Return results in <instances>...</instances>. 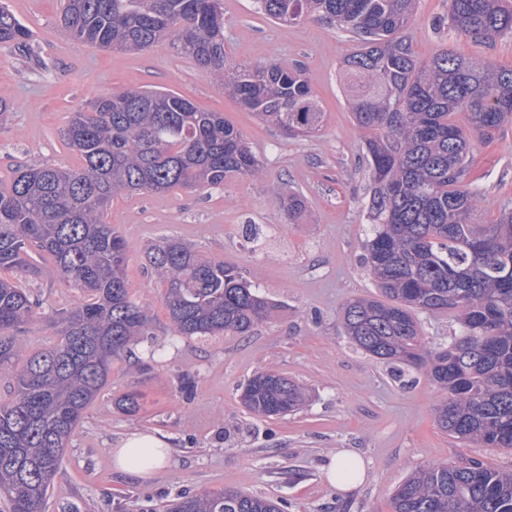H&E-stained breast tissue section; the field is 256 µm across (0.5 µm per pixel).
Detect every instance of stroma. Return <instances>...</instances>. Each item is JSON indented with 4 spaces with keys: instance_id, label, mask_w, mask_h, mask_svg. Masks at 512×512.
<instances>
[{
    "instance_id": "35a3bbf8",
    "label": "stroma",
    "mask_w": 512,
    "mask_h": 512,
    "mask_svg": "<svg viewBox=\"0 0 512 512\" xmlns=\"http://www.w3.org/2000/svg\"><path fill=\"white\" fill-rule=\"evenodd\" d=\"M31 32L32 53L0 44V183L20 165L77 167L81 159L62 136L72 112L102 94L142 87L169 91L223 113L262 164L259 176L223 187L117 195L106 219L127 242L132 299L152 319L151 334L133 355L116 361L105 388L74 432L46 512H169L179 495L231 488L288 503V512H391L390 497L411 471L466 454L512 470V451L456 443L438 428L437 391L421 370L395 372L355 349L340 316L351 299L376 295L363 264L370 234L368 166L363 134L354 124L339 79V62L354 51L352 34L317 21L270 20L258 0H223L224 50L240 65L268 61L300 65L325 113L309 136H291L244 110L194 62L159 43L141 53L102 51L60 26L58 0H0ZM447 0H419L411 29L423 59L448 49L512 69V36L472 42L438 20ZM470 179L481 213L492 219L512 207V125L477 144ZM304 196L302 221L289 223L283 193ZM176 237L200 254L223 259L278 305L277 314L246 336L190 339L172 333L163 287L146 267V247ZM29 281L43 305L17 337L24 354L55 343L60 313L80 303L48 256ZM273 370L303 385L301 408L258 418L241 405L242 386ZM194 381L183 393V377ZM137 392L129 416L114 401ZM136 430L158 432L171 447L169 467L150 479L116 471L111 448ZM349 450L366 476L347 492L331 487L324 470Z\"/></svg>"
}]
</instances>
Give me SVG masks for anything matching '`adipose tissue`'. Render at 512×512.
Wrapping results in <instances>:
<instances>
[{
  "mask_svg": "<svg viewBox=\"0 0 512 512\" xmlns=\"http://www.w3.org/2000/svg\"><path fill=\"white\" fill-rule=\"evenodd\" d=\"M112 462L121 472L146 479L170 460L168 443L151 431H134L120 438L111 450Z\"/></svg>",
  "mask_w": 512,
  "mask_h": 512,
  "instance_id": "obj_1",
  "label": "adipose tissue"
}]
</instances>
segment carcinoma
<instances>
[{
    "label": "carcinoma",
    "mask_w": 512,
    "mask_h": 512,
    "mask_svg": "<svg viewBox=\"0 0 512 512\" xmlns=\"http://www.w3.org/2000/svg\"><path fill=\"white\" fill-rule=\"evenodd\" d=\"M418 0H260L270 18L320 20L354 34L340 62L344 93L372 179L364 264L379 297L349 301L342 324L357 349L395 368L425 371L441 393L438 428L464 444L512 451V208L480 219L469 174L474 138L512 122V69L444 51L421 59L409 31ZM222 0H62L61 26L106 51H145L167 42L192 59L246 110L293 134L316 132L324 112L300 68L241 66L224 54ZM448 25L473 42L512 35V0H448ZM30 31L0 6V43L32 51ZM77 168L26 166L0 185V272L38 277L32 253L47 254L82 301L63 313L60 340L23 355L14 332L42 307L21 279L0 275V499L8 512H45L64 449L107 385L112 361L149 333L131 300L127 244L106 221L121 193L215 188L254 176L260 162L221 112L175 93L127 89L72 113L64 132ZM288 222L302 196H280ZM163 284L177 336H245L275 305L240 272L177 238L144 252ZM457 314L448 344L429 348L419 315ZM240 399L255 416H286L304 389L274 372L255 373ZM122 413L140 410L128 392ZM288 503L226 489L184 495L171 512H287ZM391 512H512V472L460 455L419 468L393 492Z\"/></svg>",
    "instance_id": "carcinoma-1"
}]
</instances>
